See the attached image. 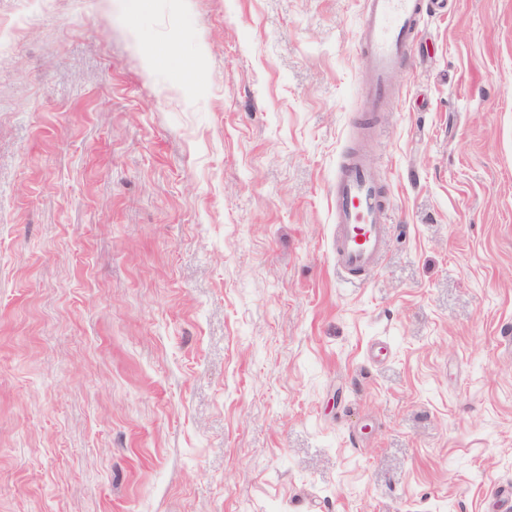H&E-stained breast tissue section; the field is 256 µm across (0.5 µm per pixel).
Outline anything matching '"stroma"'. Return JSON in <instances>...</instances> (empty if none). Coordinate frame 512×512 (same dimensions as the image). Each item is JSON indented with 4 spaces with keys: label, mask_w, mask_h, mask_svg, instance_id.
<instances>
[{
    "label": "stroma",
    "mask_w": 512,
    "mask_h": 512,
    "mask_svg": "<svg viewBox=\"0 0 512 512\" xmlns=\"http://www.w3.org/2000/svg\"><path fill=\"white\" fill-rule=\"evenodd\" d=\"M362 9L0 0V512H512V0H438L356 140ZM335 224L331 252L336 266L351 280L378 267L388 239L386 201L377 170L358 150H351L336 174L331 191Z\"/></svg>",
    "instance_id": "stroma-1"
}]
</instances>
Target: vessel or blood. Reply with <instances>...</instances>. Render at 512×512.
Listing matches in <instances>:
<instances>
[{"mask_svg":"<svg viewBox=\"0 0 512 512\" xmlns=\"http://www.w3.org/2000/svg\"><path fill=\"white\" fill-rule=\"evenodd\" d=\"M427 9L428 0H363L358 44L367 58L368 112L355 125L359 135H370L373 112L393 95L391 78L404 65ZM331 205L336 265L349 279L362 280L378 267L389 227L378 172L359 150H351L338 169Z\"/></svg>","mask_w":512,"mask_h":512,"instance_id":"b4317fda","label":"vessel or blood"}]
</instances>
